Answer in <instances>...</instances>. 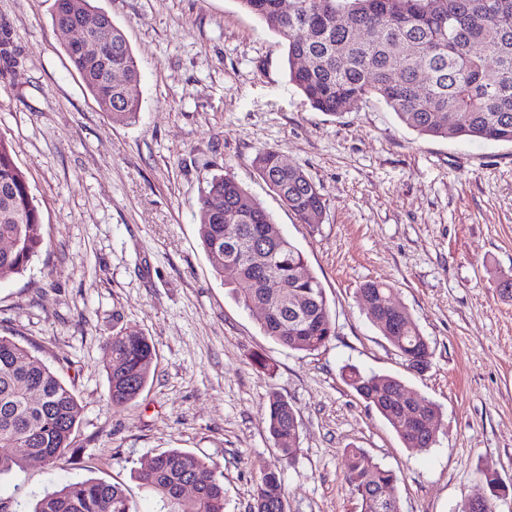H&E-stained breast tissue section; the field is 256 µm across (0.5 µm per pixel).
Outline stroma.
<instances>
[{
  "label": "stroma",
  "mask_w": 512,
  "mask_h": 512,
  "mask_svg": "<svg viewBox=\"0 0 512 512\" xmlns=\"http://www.w3.org/2000/svg\"><path fill=\"white\" fill-rule=\"evenodd\" d=\"M55 0H0L20 70L0 62V139L42 215L48 243L23 274L0 279V335L64 379L82 407L81 466L27 461L0 497L30 512L46 490L93 477L122 486L138 512L158 499L134 477L155 455L194 452L224 474V512H248L256 479L282 467L288 512H361L347 449L394 470L401 512H458L494 471L512 486V145L417 134L379 99L332 116L288 77L287 48L237 0H96L141 69L130 125L100 112L72 67ZM279 152L320 188L318 228L260 178ZM232 173L303 252L325 289L335 337L293 351L260 329L201 247L205 178ZM396 288L428 339L431 363L407 369L359 297ZM151 336L157 358L133 402L108 400L103 343L114 327ZM275 365L258 372L253 354ZM402 378L440 406L435 444L417 452L345 382L347 368ZM277 393L300 444L280 463L261 420Z\"/></svg>",
  "instance_id": "1"
}]
</instances>
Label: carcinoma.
Returning a JSON list of instances; mask_svg holds the SVG:
<instances>
[{
	"label": "carcinoma",
	"mask_w": 512,
	"mask_h": 512,
	"mask_svg": "<svg viewBox=\"0 0 512 512\" xmlns=\"http://www.w3.org/2000/svg\"><path fill=\"white\" fill-rule=\"evenodd\" d=\"M238 0L242 10L280 36L287 46L290 82L309 104L331 115L354 112L377 97L409 129L420 135L472 142L512 144V0ZM55 28L72 26L78 36L106 29L112 38V67L124 80L114 84L95 57L65 45L98 109L114 122L136 121L142 110L141 73L122 31L92 0H55ZM0 61L20 67L12 31L0 24ZM259 176L299 218L315 228L325 200L299 167L284 165L280 154L261 149L253 159ZM199 237L212 270L222 275L236 265L232 290L248 310L264 309V334L284 348L315 351L335 336L325 290L308 269L302 251L260 203L228 173L206 180L199 197ZM45 245L41 212L29 183L0 139V278L23 272ZM280 283L264 287L262 276ZM372 307L368 315L407 367L428 366L430 345L391 286L369 280L359 288ZM108 355L109 399L134 401L147 386L156 358L153 341L128 328L115 329L104 342ZM344 379L397 432L406 448L424 451L436 441L438 406L414 394L398 377L363 374ZM410 395L404 406L415 416L407 427L394 418V395ZM280 460L299 447V422L292 406L276 393L261 408ZM80 407L58 372L10 336H0V477L24 468L17 449L53 465L64 456L81 464L74 451ZM136 478L162 503L161 512H224V482L218 468L200 456L172 449L153 457ZM346 480L361 499L362 512H400L389 504L376 510V493L397 482L361 448L346 452ZM192 482L197 493L177 498ZM490 496L477 498L475 512H493V499L508 492L498 473L485 474ZM31 512H137L125 491L101 479H75L44 493ZM250 512H288L278 467L254 485Z\"/></svg>",
	"instance_id": "obj_1"
}]
</instances>
